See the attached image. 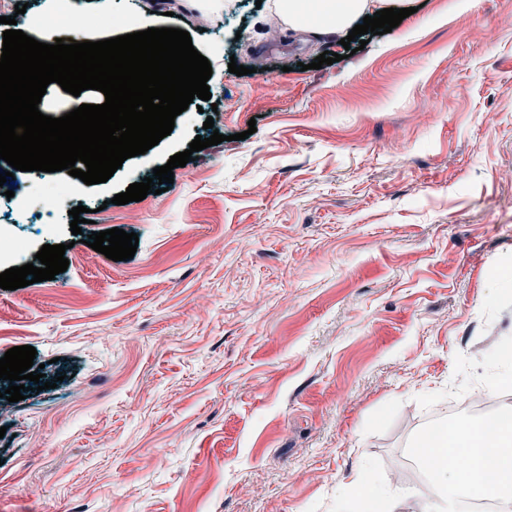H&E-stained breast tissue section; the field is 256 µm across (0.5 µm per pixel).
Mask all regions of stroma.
Masks as SVG:
<instances>
[{"label": "stroma", "instance_id": "stroma-1", "mask_svg": "<svg viewBox=\"0 0 512 512\" xmlns=\"http://www.w3.org/2000/svg\"><path fill=\"white\" fill-rule=\"evenodd\" d=\"M459 2L406 0L349 57L273 0H128L124 31L189 32L211 98L107 182L0 194V273L46 244L69 261L0 289V357L33 346L51 383L11 403L0 379V512H362L365 469L419 512V433L478 385L512 410L490 362L512 336V0ZM215 129L168 191L113 204ZM37 180L134 257L74 242L63 210L45 230Z\"/></svg>", "mask_w": 512, "mask_h": 512}]
</instances>
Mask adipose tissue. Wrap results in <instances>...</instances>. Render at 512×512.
Returning a JSON list of instances; mask_svg holds the SVG:
<instances>
[{
	"label": "adipose tissue",
	"mask_w": 512,
	"mask_h": 512,
	"mask_svg": "<svg viewBox=\"0 0 512 512\" xmlns=\"http://www.w3.org/2000/svg\"><path fill=\"white\" fill-rule=\"evenodd\" d=\"M399 0H275L274 8L288 28L316 36L347 32L371 10L396 7ZM468 420L439 421L417 440L415 453L435 492L427 512H463L479 496L512 504V413L495 424V437L480 446Z\"/></svg>",
	"instance_id": "ef3b65f1"
}]
</instances>
